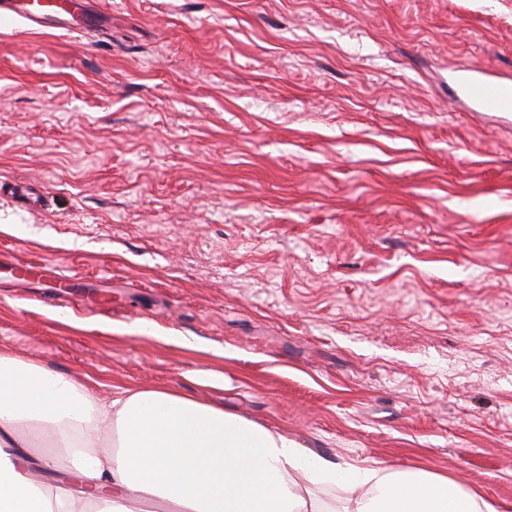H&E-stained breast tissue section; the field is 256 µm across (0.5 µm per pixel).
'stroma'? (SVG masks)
<instances>
[{"label":"stroma","mask_w":512,"mask_h":512,"mask_svg":"<svg viewBox=\"0 0 512 512\" xmlns=\"http://www.w3.org/2000/svg\"><path fill=\"white\" fill-rule=\"evenodd\" d=\"M0 12V351L163 385L512 512V0H89ZM0 10L16 14L30 25L58 22L70 32L87 29L92 12L85 0H2ZM456 84L461 96L477 112L503 114L512 113V82L494 78L478 67L457 70ZM10 274L20 281L49 279L54 282L55 288L78 289L82 287V283L76 276L64 274L57 266L18 263L10 269Z\"/></svg>","instance_id":"35a3bbf8"}]
</instances>
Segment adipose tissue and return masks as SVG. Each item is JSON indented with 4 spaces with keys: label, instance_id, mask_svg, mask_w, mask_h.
<instances>
[{
    "label": "adipose tissue",
    "instance_id": "adipose-tissue-1",
    "mask_svg": "<svg viewBox=\"0 0 512 512\" xmlns=\"http://www.w3.org/2000/svg\"><path fill=\"white\" fill-rule=\"evenodd\" d=\"M64 449L89 482L41 483L26 449ZM25 459V458H24ZM345 495L341 512H497L443 476L337 462L224 408L167 388L109 400L0 352V512H326L318 489Z\"/></svg>",
    "mask_w": 512,
    "mask_h": 512
}]
</instances>
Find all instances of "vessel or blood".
Wrapping results in <instances>:
<instances>
[{
	"label": "vessel or blood",
	"instance_id": "obj_1",
	"mask_svg": "<svg viewBox=\"0 0 512 512\" xmlns=\"http://www.w3.org/2000/svg\"><path fill=\"white\" fill-rule=\"evenodd\" d=\"M0 9L16 14L32 25L49 21L62 24L71 32L87 29L91 8L88 0H0ZM456 84L461 96L481 113H512V82L494 78L485 70L470 67L457 71ZM20 281L52 280L56 287L77 289V277L64 274L58 267L20 263L10 270Z\"/></svg>",
	"mask_w": 512,
	"mask_h": 512
}]
</instances>
